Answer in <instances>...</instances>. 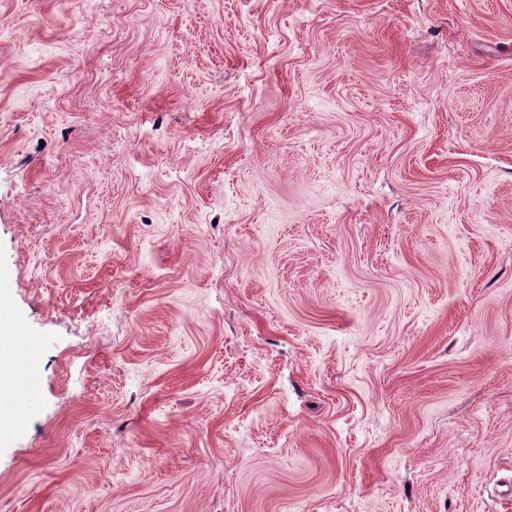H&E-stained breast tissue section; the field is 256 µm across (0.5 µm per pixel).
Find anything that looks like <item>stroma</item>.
<instances>
[{"mask_svg": "<svg viewBox=\"0 0 512 512\" xmlns=\"http://www.w3.org/2000/svg\"><path fill=\"white\" fill-rule=\"evenodd\" d=\"M0 512H512V0H0Z\"/></svg>", "mask_w": 512, "mask_h": 512, "instance_id": "35a3bbf8", "label": "stroma"}]
</instances>
